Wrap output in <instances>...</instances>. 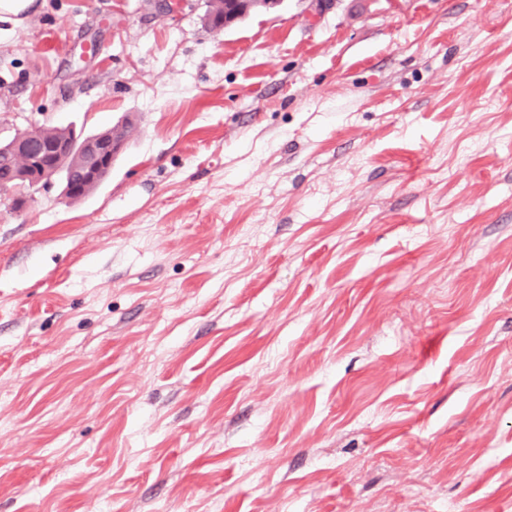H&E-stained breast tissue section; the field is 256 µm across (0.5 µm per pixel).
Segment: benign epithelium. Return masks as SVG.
I'll return each instance as SVG.
<instances>
[{"mask_svg":"<svg viewBox=\"0 0 512 512\" xmlns=\"http://www.w3.org/2000/svg\"><path fill=\"white\" fill-rule=\"evenodd\" d=\"M280 4L281 0H227L224 3V27L236 24L255 9L271 10ZM119 131L118 127L111 128L88 137L73 133L66 143L38 141L26 144L22 140L14 141L6 153L20 159L21 170L12 181L0 184V199L9 200L12 210H21L16 204L21 192L49 185L57 176L58 166L54 165V160L72 150L83 159L79 170L82 180L102 182L112 169V160L123 147L124 140L118 137Z\"/></svg>","mask_w":512,"mask_h":512,"instance_id":"7a95c632","label":"benign epithelium"}]
</instances>
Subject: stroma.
<instances>
[{"label":"stroma","mask_w":512,"mask_h":512,"mask_svg":"<svg viewBox=\"0 0 512 512\" xmlns=\"http://www.w3.org/2000/svg\"><path fill=\"white\" fill-rule=\"evenodd\" d=\"M0 9V512H512V0ZM215 0L213 6L217 16L224 17V28L235 25L251 11L258 8L271 10L281 4V0ZM121 129L111 127L105 132L88 137H82L72 130L71 136H67V144L63 141H38L29 144H24L25 140L14 141L6 149V153L14 154L20 159L21 170L12 181L0 184L1 201L7 199L12 210H22L24 206L19 207L16 204V200L21 198V191L37 190L49 185L57 176L58 164L54 165V160L72 150L83 159L79 173L85 183L80 197L88 195L98 186L89 181L101 183L110 173L112 160L124 144V140L118 137ZM77 154L72 153L64 165L70 173H76L79 169ZM20 161L16 157L6 160L0 156V182L15 171Z\"/></svg>","instance_id":"obj_1"}]
</instances>
